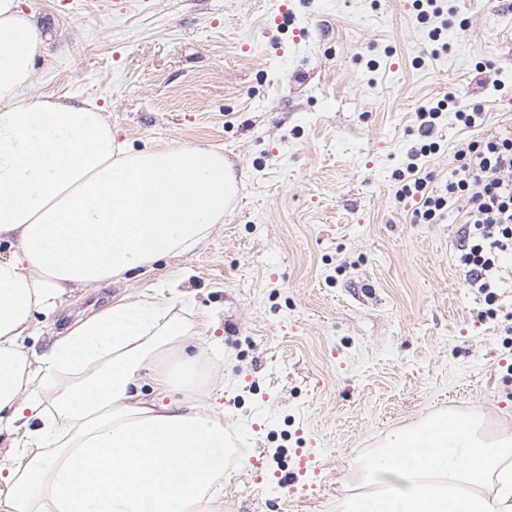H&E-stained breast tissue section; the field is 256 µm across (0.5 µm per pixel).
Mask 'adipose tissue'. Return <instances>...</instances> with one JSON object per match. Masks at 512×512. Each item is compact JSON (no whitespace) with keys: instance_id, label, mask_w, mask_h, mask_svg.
Segmentation results:
<instances>
[{"instance_id":"adipose-tissue-1","label":"adipose tissue","mask_w":512,"mask_h":512,"mask_svg":"<svg viewBox=\"0 0 512 512\" xmlns=\"http://www.w3.org/2000/svg\"><path fill=\"white\" fill-rule=\"evenodd\" d=\"M42 34L0 0V427L23 449L0 512H224V421L204 411L200 354L171 318L167 282L78 320L38 359L35 312L192 248L222 223L235 177L210 148L129 152L103 112L30 99ZM151 377L160 402L143 400ZM65 385L54 413L41 387ZM377 491L342 512H512V436L455 413L360 459ZM494 495H484L487 484Z\"/></svg>"}]
</instances>
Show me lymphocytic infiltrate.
<instances>
[{
	"label": "lymphocytic infiltrate",
	"mask_w": 512,
	"mask_h": 512,
	"mask_svg": "<svg viewBox=\"0 0 512 512\" xmlns=\"http://www.w3.org/2000/svg\"><path fill=\"white\" fill-rule=\"evenodd\" d=\"M446 108L441 100L418 110L426 143L411 152L405 170L397 173L402 183L399 194L419 197L421 206L414 215L423 224L437 223L454 202L465 201L467 230L460 261L468 269L471 285L487 292L495 286L501 258L512 254V138L470 141L457 151V165L444 188L430 189V178L421 174L418 161L431 152L427 140L435 134Z\"/></svg>",
	"instance_id": "obj_1"
}]
</instances>
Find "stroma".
<instances>
[{"mask_svg": "<svg viewBox=\"0 0 512 512\" xmlns=\"http://www.w3.org/2000/svg\"><path fill=\"white\" fill-rule=\"evenodd\" d=\"M47 34L30 96L104 113L132 151L223 153L237 191L207 239L36 314L38 357L75 320L174 282L173 311L205 351L211 403L238 456L224 512H336L361 492L360 456L387 436L461 412L512 434V280L495 303L459 256L463 202L418 224L394 171L418 146L419 107L443 115L422 158L442 188L455 153L512 133V12L458 0L431 54L412 0H20ZM293 485L282 493V481Z\"/></svg>", "mask_w": 512, "mask_h": 512, "instance_id": "stroma-1", "label": "stroma"}]
</instances>
